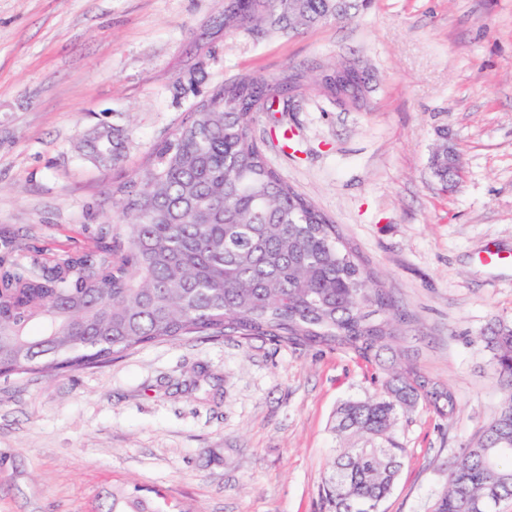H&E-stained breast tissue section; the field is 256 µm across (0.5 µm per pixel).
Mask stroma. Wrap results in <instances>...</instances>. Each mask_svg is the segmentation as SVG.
Segmentation results:
<instances>
[{
    "label": "stroma",
    "mask_w": 512,
    "mask_h": 512,
    "mask_svg": "<svg viewBox=\"0 0 512 512\" xmlns=\"http://www.w3.org/2000/svg\"><path fill=\"white\" fill-rule=\"evenodd\" d=\"M223 14L224 0H0V226L65 247L100 211L121 223L106 192L188 108L176 84L192 68L212 86L356 61L363 109L308 87L289 147L272 113L251 133L408 313V361L456 393L453 418L421 402L395 430L407 454L382 510L434 512L503 398L479 339L512 325V0H372L281 38L225 32ZM112 121L133 128L124 160H84L80 136ZM443 141L462 162L446 186L430 168ZM383 380L346 349L239 336L0 376V512H97L116 492L173 512H320L336 410Z\"/></svg>",
    "instance_id": "1"
}]
</instances>
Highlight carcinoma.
Listing matches in <instances>:
<instances>
[{
	"instance_id": "obj_1",
	"label": "carcinoma",
	"mask_w": 512,
	"mask_h": 512,
	"mask_svg": "<svg viewBox=\"0 0 512 512\" xmlns=\"http://www.w3.org/2000/svg\"><path fill=\"white\" fill-rule=\"evenodd\" d=\"M224 28L267 37L298 35L365 9L370 0H236ZM330 67L321 77L336 106L362 108L369 80ZM193 69L176 91L192 95L177 128L145 167L112 183L126 218L109 217L63 249L0 228V375L58 373L100 364L129 349L184 336H268L278 342L347 348L387 375L384 394L347 400L338 429L367 437L337 455L322 487L324 512H380L406 453L393 436L400 415L424 400L451 418V387L402 367L396 344L406 314L362 268L336 224L289 185L251 135L255 115L299 86L303 75H239L201 89ZM132 144L125 124L83 135L79 150L98 165L120 163ZM433 175L454 179L448 146ZM505 390L495 419L461 449L435 512H486L512 499V326L481 337ZM141 498L112 496L105 512H160Z\"/></svg>"
}]
</instances>
